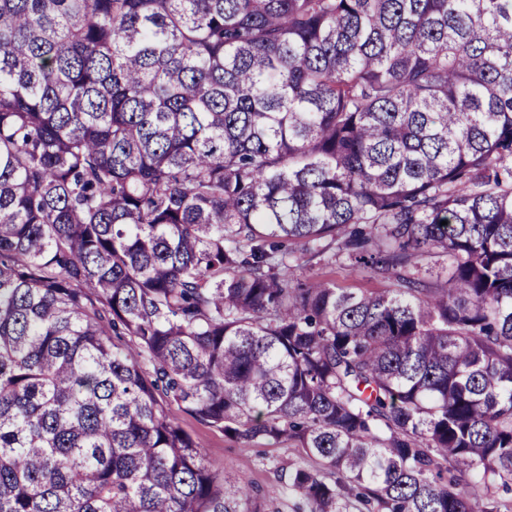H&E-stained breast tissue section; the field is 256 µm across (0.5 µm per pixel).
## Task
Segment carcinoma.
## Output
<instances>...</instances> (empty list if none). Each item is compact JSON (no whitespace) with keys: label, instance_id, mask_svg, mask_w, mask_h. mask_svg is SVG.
Masks as SVG:
<instances>
[{"label":"carcinoma","instance_id":"obj_1","mask_svg":"<svg viewBox=\"0 0 512 512\" xmlns=\"http://www.w3.org/2000/svg\"><path fill=\"white\" fill-rule=\"evenodd\" d=\"M169 402L300 512H501L512 0H0V512H266ZM298 277L304 279H327L336 283L341 288H383V284L376 280H369L365 274L352 271L349 267L338 266L324 268L312 263L303 270H297ZM170 417L198 441L206 453L212 468L220 474H228L246 487L259 490L267 500L274 499L281 512H295L293 505L299 502L294 494H282L281 468H287L298 459V449L285 442L280 445L256 443L244 448L230 441L216 428L210 427L185 412L174 402L168 403Z\"/></svg>","mask_w":512,"mask_h":512}]
</instances>
